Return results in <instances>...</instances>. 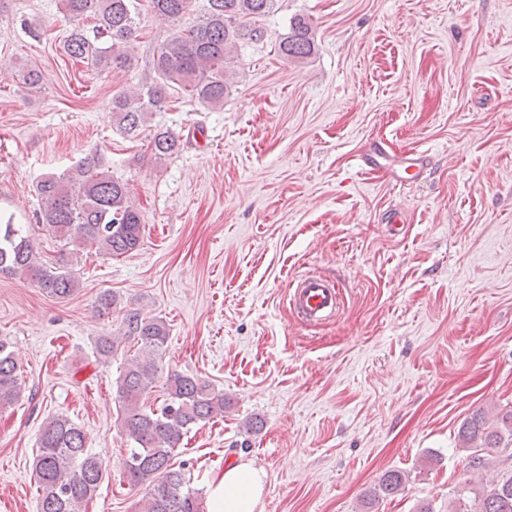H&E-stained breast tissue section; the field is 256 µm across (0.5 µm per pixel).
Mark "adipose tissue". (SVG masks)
I'll return each mask as SVG.
<instances>
[{
	"mask_svg": "<svg viewBox=\"0 0 512 512\" xmlns=\"http://www.w3.org/2000/svg\"><path fill=\"white\" fill-rule=\"evenodd\" d=\"M264 473L247 463L225 468L208 484L207 512H262Z\"/></svg>",
	"mask_w": 512,
	"mask_h": 512,
	"instance_id": "obj_1",
	"label": "adipose tissue"
}]
</instances>
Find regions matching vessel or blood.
<instances>
[{
    "label": "vessel or blood",
    "instance_id": "obj_1",
    "mask_svg": "<svg viewBox=\"0 0 512 512\" xmlns=\"http://www.w3.org/2000/svg\"><path fill=\"white\" fill-rule=\"evenodd\" d=\"M287 299L291 311L304 324L335 317L343 304L339 287L321 275H307L291 281Z\"/></svg>",
    "mask_w": 512,
    "mask_h": 512
}]
</instances>
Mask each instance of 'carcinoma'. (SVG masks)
<instances>
[{"label":"carcinoma","instance_id":"carcinoma-1","mask_svg":"<svg viewBox=\"0 0 512 512\" xmlns=\"http://www.w3.org/2000/svg\"><path fill=\"white\" fill-rule=\"evenodd\" d=\"M153 14L173 24L181 21L193 0H64V10L74 22L67 39V54L87 59L100 70L125 66L132 41L137 38L141 2ZM276 0H202L201 16L189 30L173 29L153 56L155 77L151 83L112 96V119L118 130L134 139L149 114L165 108L171 86L177 85L204 108L224 106L230 83L224 71L241 40L262 38L258 22L268 15ZM94 21L90 28L85 19ZM316 46L312 27L303 17L291 21L289 32L279 42V53L289 61L308 59ZM154 156L164 159L179 152V137L158 130L150 140ZM38 223L47 227L60 249L56 259L41 262L24 224H0V273L17 276L56 299L72 296L79 280L72 267L73 255L96 248L110 256L135 252L141 245L142 219L129 200L122 181L105 170L97 153L82 158L75 168L39 180ZM126 334L142 345V355L127 365L117 382L121 403L119 420L133 448L124 461L132 486H146L139 512H204L203 499L188 486L172 459L182 436L192 426L224 413V394L210 384L174 372L165 382L166 399L158 408H146L145 396L158 378L157 358L168 338L160 318L130 313ZM20 395L17 366L0 341V408L11 406ZM463 447L479 452L512 441V409L490 424L484 413L473 414L460 427ZM103 462L86 448L83 430L65 416L42 427L34 459L39 512H82L103 479ZM405 477L398 471L384 473L373 498L403 490ZM450 512H512V473L482 486L468 502Z\"/></svg>","mask_w":512,"mask_h":512}]
</instances>
